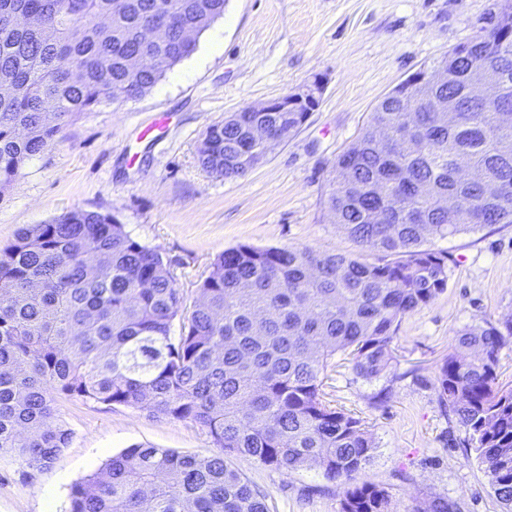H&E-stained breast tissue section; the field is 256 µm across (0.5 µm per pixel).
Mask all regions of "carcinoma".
<instances>
[{"label": "carcinoma", "instance_id": "cac0c4a2", "mask_svg": "<svg viewBox=\"0 0 512 512\" xmlns=\"http://www.w3.org/2000/svg\"><path fill=\"white\" fill-rule=\"evenodd\" d=\"M226 0H0V196L60 125L148 92L224 15ZM495 48L476 39L445 56L454 73L430 98L456 102L450 124L389 94L336 160L327 197L360 261L311 248L241 244L220 254L189 304L160 252L112 216L76 209L18 230L0 250V457L50 467L71 432L55 403L79 397L204 427L219 452L198 457L136 446L76 482L69 512H269L224 456L293 472L318 466L340 512H390L389 488L361 480L376 442L332 404L339 359L372 382L394 361L402 320L448 286L436 238L512 224V31L493 11ZM162 27L165 36L148 32ZM486 66L496 101L476 98ZM507 106L509 112L499 108ZM305 112H231L207 128L200 165L241 178L263 161L265 126L286 144ZM178 335H172L174 320ZM512 311L466 325L437 368L439 404L455 418L503 512H512V388L499 353ZM408 512H453L437 497ZM471 76L474 95L484 100H493L497 92L493 74L485 67H474Z\"/></svg>", "mask_w": 512, "mask_h": 512}]
</instances>
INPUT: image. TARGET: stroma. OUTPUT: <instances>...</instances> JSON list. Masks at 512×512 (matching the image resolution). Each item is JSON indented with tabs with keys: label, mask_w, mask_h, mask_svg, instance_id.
<instances>
[{
	"label": "stroma",
	"mask_w": 512,
	"mask_h": 512,
	"mask_svg": "<svg viewBox=\"0 0 512 512\" xmlns=\"http://www.w3.org/2000/svg\"><path fill=\"white\" fill-rule=\"evenodd\" d=\"M494 0H227L222 18L191 55L145 95L83 113L33 156L0 196V249L18 228L75 210L114 216L131 238L170 261L188 300L214 259L241 244L307 246L367 259L326 204L336 159L360 135L374 106L424 65L485 25ZM322 77L318 109L299 132L243 178L206 172L198 147L227 113L280 98ZM164 131L148 132L157 114ZM447 252L448 286L405 317L396 360L367 382L329 373L336 406L360 418L377 443L365 481L389 487L393 512L448 499L457 512H501L476 457L448 439L435 388L438 365L467 324L512 309V224H492L432 243ZM57 418L71 439L51 466L29 472L0 458V512H68L76 481L135 445L209 456L208 432L190 421L122 405L62 399ZM264 496L269 512H339L338 489L311 466L284 473L228 455Z\"/></svg>",
	"instance_id": "35a3bbf8"
}]
</instances>
